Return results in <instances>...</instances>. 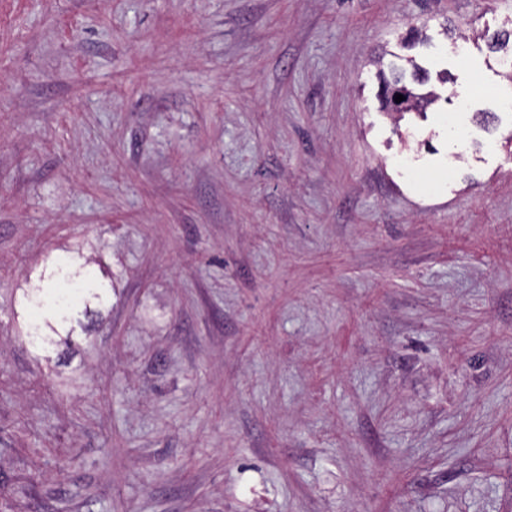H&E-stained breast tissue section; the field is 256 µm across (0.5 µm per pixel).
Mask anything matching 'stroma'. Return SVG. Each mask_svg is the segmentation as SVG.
Returning <instances> with one entry per match:
<instances>
[{
	"label": "stroma",
	"mask_w": 512,
	"mask_h": 512,
	"mask_svg": "<svg viewBox=\"0 0 512 512\" xmlns=\"http://www.w3.org/2000/svg\"><path fill=\"white\" fill-rule=\"evenodd\" d=\"M510 27L0 0V512H512ZM411 57L440 101L383 111ZM61 258L106 297L36 346Z\"/></svg>",
	"instance_id": "1"
}]
</instances>
